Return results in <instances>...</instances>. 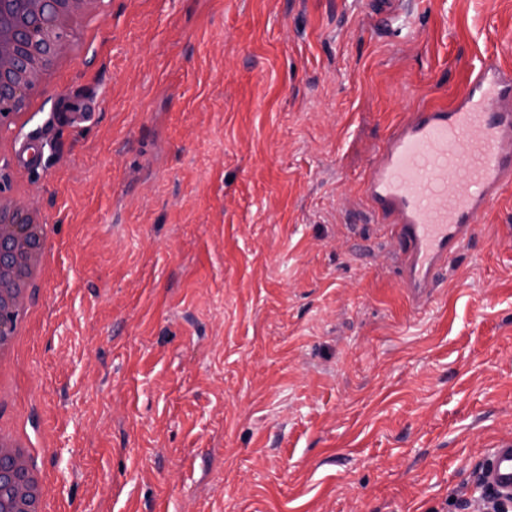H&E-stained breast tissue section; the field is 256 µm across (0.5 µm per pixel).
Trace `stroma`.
Segmentation results:
<instances>
[{
	"label": "stroma",
	"instance_id": "35a3bbf8",
	"mask_svg": "<svg viewBox=\"0 0 512 512\" xmlns=\"http://www.w3.org/2000/svg\"><path fill=\"white\" fill-rule=\"evenodd\" d=\"M109 0L0 196L54 225L0 420L51 512H476L512 435V190L424 311L361 202L512 0ZM84 113L73 122V113ZM0 441L2 445L14 447L18 454L25 460L27 478L35 486L38 498H42L45 493V486L41 481L37 452L35 449L36 446L21 437L4 435L2 429H0Z\"/></svg>",
	"mask_w": 512,
	"mask_h": 512
}]
</instances>
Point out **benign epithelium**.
Here are the masks:
<instances>
[{
  "instance_id": "1",
  "label": "benign epithelium",
  "mask_w": 512,
  "mask_h": 512,
  "mask_svg": "<svg viewBox=\"0 0 512 512\" xmlns=\"http://www.w3.org/2000/svg\"><path fill=\"white\" fill-rule=\"evenodd\" d=\"M30 15L15 30H0V104L15 98L20 86L14 76L25 68V60L15 51V44L26 41L31 34L50 31L66 22V17L56 8L58 0H29ZM35 224L32 216L23 209H11L9 217L0 219V294H12L13 303H23V295L12 286L9 271L18 262L31 263L37 257L33 248ZM23 461L10 448L0 446V486L9 491L25 512V506L33 496L32 488L21 482Z\"/></svg>"
}]
</instances>
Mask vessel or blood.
<instances>
[{
	"instance_id": "obj_1",
	"label": "vessel or blood",
	"mask_w": 512,
	"mask_h": 512,
	"mask_svg": "<svg viewBox=\"0 0 512 512\" xmlns=\"http://www.w3.org/2000/svg\"><path fill=\"white\" fill-rule=\"evenodd\" d=\"M511 187V66L485 62L459 96L391 131L362 195L370 222L398 248L400 281L416 309L436 301L486 208ZM478 481L493 497H512V437L493 443Z\"/></svg>"
}]
</instances>
